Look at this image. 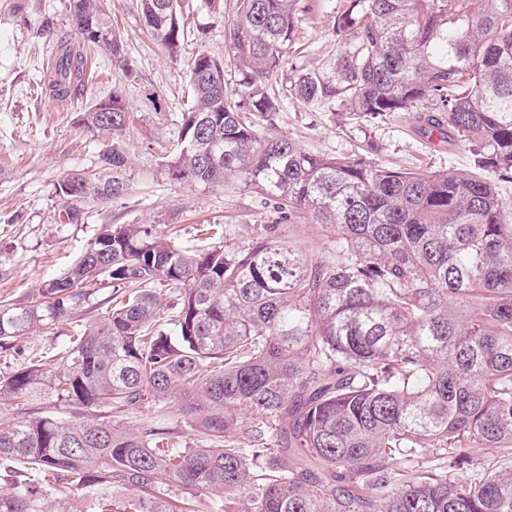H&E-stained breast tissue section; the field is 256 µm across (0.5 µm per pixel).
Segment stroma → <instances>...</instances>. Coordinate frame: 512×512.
Wrapping results in <instances>:
<instances>
[{
	"label": "stroma",
	"instance_id": "1",
	"mask_svg": "<svg viewBox=\"0 0 512 512\" xmlns=\"http://www.w3.org/2000/svg\"><path fill=\"white\" fill-rule=\"evenodd\" d=\"M343 0H300L298 50L276 73L274 89L290 85L303 70L325 65L336 55L333 26ZM133 62L124 75L103 50H87L85 90L59 101L45 90L61 39L81 48L69 16V0H0V304L25 303L43 282L62 275L105 224H147L158 234L175 233L181 246L247 248L276 226L279 240L306 256L330 251L336 236L302 212L282 219L274 203L238 181L224 185L176 183L168 178L166 157L176 148L183 112L192 104L187 65L206 54L224 63L228 90L240 75L224 43V23L235 16V0H224V14H211L205 0H183L189 28L177 58H170L148 32L139 0H101ZM119 93L130 119L120 142L128 157L127 193L120 199L81 203V223L66 221L67 203L56 192L67 173L96 172L100 138L79 126L81 115L98 100ZM427 107L377 119L350 117L342 107L308 106L285 100L275 117L280 132L306 151L340 157L365 155L380 165L407 169L467 170L473 156L460 142L426 138ZM205 224H220L211 237ZM72 325L16 338L0 351V376L47 359L65 345ZM139 428L150 423L170 430L188 445L200 440L201 426L177 402L144 401L123 418Z\"/></svg>",
	"mask_w": 512,
	"mask_h": 512
}]
</instances>
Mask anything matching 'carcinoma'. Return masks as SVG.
<instances>
[{"label":"carcinoma","instance_id":"cac0c4a2","mask_svg":"<svg viewBox=\"0 0 512 512\" xmlns=\"http://www.w3.org/2000/svg\"><path fill=\"white\" fill-rule=\"evenodd\" d=\"M140 8L176 57L180 0ZM235 9L224 41L239 87L227 90L224 63L208 55L188 64L193 104L168 174L236 179L283 214L312 212L336 246L308 259L269 236L192 253L144 224H107L27 303L1 304L7 348L74 317L89 289L112 287L109 312L77 325L57 362L0 377L1 402L108 410L82 425L0 415V464L33 474L0 495V512H49L62 480L133 492L113 512H512V203L500 193L512 183V0H344L336 56L287 89L356 118L438 107L431 133L465 143L474 167L425 173L310 153L276 130L281 96L270 84L295 48L299 0ZM70 13L84 43L132 72L98 0H71ZM85 71L79 51L60 47L49 94L76 96ZM127 122L114 92L85 127L118 137ZM126 164L114 141L99 171L58 182L69 223L85 199L126 193ZM157 283L178 296L169 319ZM177 394L183 414L202 417L195 448L112 423ZM244 410L255 420L246 448L224 439ZM485 448L500 460L484 463ZM253 465L268 474L247 507ZM170 485L189 497L167 500Z\"/></svg>","mask_w":512,"mask_h":512}]
</instances>
